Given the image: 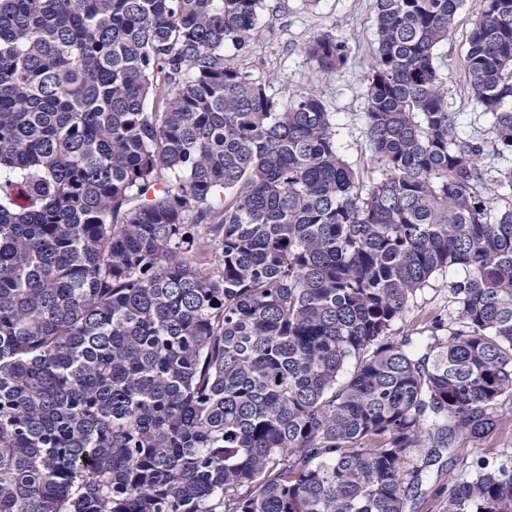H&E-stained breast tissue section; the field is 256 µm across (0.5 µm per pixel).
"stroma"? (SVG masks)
<instances>
[{
	"label": "stroma",
	"instance_id": "obj_1",
	"mask_svg": "<svg viewBox=\"0 0 512 512\" xmlns=\"http://www.w3.org/2000/svg\"><path fill=\"white\" fill-rule=\"evenodd\" d=\"M481 0H464L455 16L448 40L437 49L436 64L448 85V103L460 112L464 129L473 135H487L490 123L472 97L463 61L469 33ZM376 32L375 0H265L249 53L236 57L251 81L265 86L269 95L287 101L293 92L320 96L328 111L335 113L339 143L345 159L357 165L370 161L360 114L364 109L368 76L372 65ZM329 34L345 40L350 62L341 73L318 72L305 54V46L315 36ZM456 271L435 274L409 304L405 322L424 324L431 314L449 315L448 283Z\"/></svg>",
	"mask_w": 512,
	"mask_h": 512
}]
</instances>
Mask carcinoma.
Returning <instances> with one entry per match:
<instances>
[{
	"instance_id": "cac0c4a2",
	"label": "carcinoma",
	"mask_w": 512,
	"mask_h": 512,
	"mask_svg": "<svg viewBox=\"0 0 512 512\" xmlns=\"http://www.w3.org/2000/svg\"><path fill=\"white\" fill-rule=\"evenodd\" d=\"M362 112L228 59L264 0H0V512H512V0H375ZM337 73L347 43L306 46ZM449 269L452 326L393 335ZM448 455V497L422 491ZM455 16L453 30L448 40L436 51V64L440 75L447 81L448 104L461 112L464 130L472 135L489 137L490 123L482 116L481 108L472 97L463 61L468 49L472 23L481 9V0H463ZM466 446L475 448L473 453L476 456H486L497 460L506 459L512 455V434L510 430L504 429L482 442L468 443Z\"/></svg>"
}]
</instances>
